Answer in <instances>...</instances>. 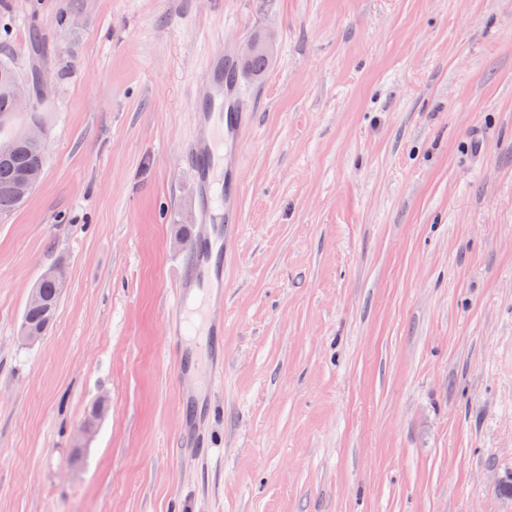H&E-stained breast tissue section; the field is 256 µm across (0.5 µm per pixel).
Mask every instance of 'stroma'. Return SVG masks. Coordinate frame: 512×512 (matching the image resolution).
I'll list each match as a JSON object with an SVG mask.
<instances>
[{
  "mask_svg": "<svg viewBox=\"0 0 512 512\" xmlns=\"http://www.w3.org/2000/svg\"><path fill=\"white\" fill-rule=\"evenodd\" d=\"M270 34L264 77L236 74L208 459L166 341L196 232L180 144L207 54ZM36 35L55 81L41 181L0 217V512H512V0H0L19 73ZM67 286L68 280L61 272L46 275L40 279L37 286L32 289L27 302L31 305L39 304L42 302V295L43 302L38 306L26 304L20 327L24 338L34 342L44 336L55 319ZM25 334H35L36 336H26Z\"/></svg>",
  "mask_w": 512,
  "mask_h": 512,
  "instance_id": "stroma-1",
  "label": "stroma"
}]
</instances>
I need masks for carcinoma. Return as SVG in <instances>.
Wrapping results in <instances>:
<instances>
[{
    "label": "carcinoma",
    "mask_w": 512,
    "mask_h": 512,
    "mask_svg": "<svg viewBox=\"0 0 512 512\" xmlns=\"http://www.w3.org/2000/svg\"><path fill=\"white\" fill-rule=\"evenodd\" d=\"M33 63L25 76H20L9 60L0 59V216L22 208L32 191H22L21 185L27 173L33 169H44L47 155V137L29 142L20 136L13 122L18 115L14 97V85L26 82L34 97L32 112L49 111L48 96L44 95L38 82L40 70L46 67L48 47L36 42L31 47ZM271 56L257 51L245 58L248 69L255 75L262 74ZM68 286L67 278L60 272L46 275L37 287L41 289L43 302L38 306H25L21 334L44 335L52 325L56 312Z\"/></svg>",
    "instance_id": "carcinoma-1"
}]
</instances>
